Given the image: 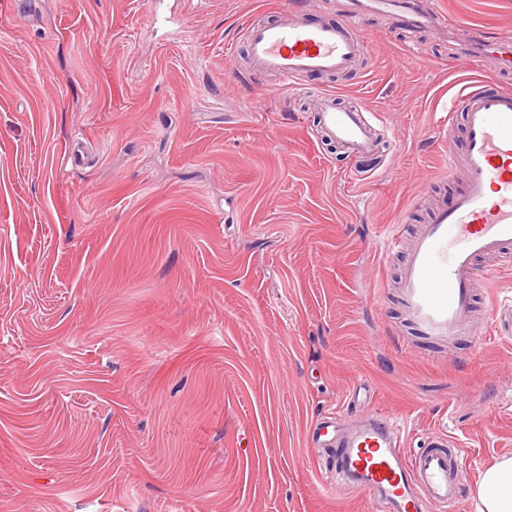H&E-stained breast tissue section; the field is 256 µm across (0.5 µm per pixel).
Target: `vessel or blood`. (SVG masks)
<instances>
[{
    "mask_svg": "<svg viewBox=\"0 0 512 512\" xmlns=\"http://www.w3.org/2000/svg\"><path fill=\"white\" fill-rule=\"evenodd\" d=\"M312 12L310 0H290L276 19L250 23L248 63L295 90L307 77H333L356 65L367 49V15L383 13L396 27H427L439 35L449 27L447 15L430 0H352L348 15L337 21ZM448 110L465 121L466 149L448 158L449 174L460 175L463 187L414 234L399 292L407 321L424 336L449 343L473 323V287L481 280L482 262L512 255V91H487L467 79ZM317 112L327 141L355 157L376 152L379 135L364 108L339 106L326 91ZM400 438L395 424L374 414L349 428L326 417L308 431L312 447L332 449L336 474L379 499L387 512L454 505L468 474L461 450L438 431L423 434L410 454L399 447Z\"/></svg>",
    "mask_w": 512,
    "mask_h": 512,
    "instance_id": "1",
    "label": "vessel or blood"
}]
</instances>
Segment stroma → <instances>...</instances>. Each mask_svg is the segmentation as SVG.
Here are the masks:
<instances>
[{
  "label": "stroma",
  "instance_id": "35a3bbf8",
  "mask_svg": "<svg viewBox=\"0 0 512 512\" xmlns=\"http://www.w3.org/2000/svg\"><path fill=\"white\" fill-rule=\"evenodd\" d=\"M0 0V512H375L332 486L307 434L353 389L406 452L448 434L481 469L512 456V269L443 345L405 321L385 254L450 203L464 57L512 40V0H434L456 33L366 17L343 77L271 88L249 20L282 0ZM336 91L383 122L355 158L317 135Z\"/></svg>",
  "mask_w": 512,
  "mask_h": 512
}]
</instances>
